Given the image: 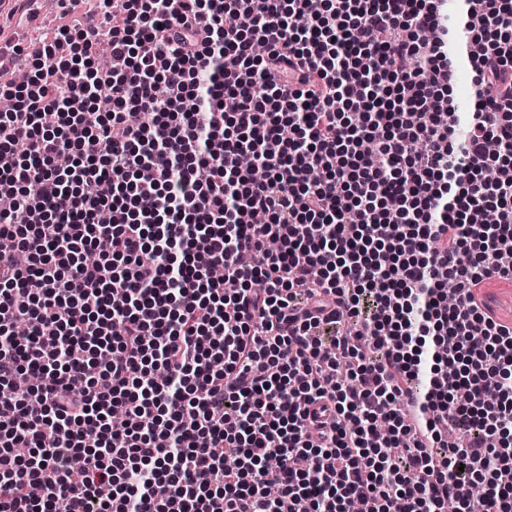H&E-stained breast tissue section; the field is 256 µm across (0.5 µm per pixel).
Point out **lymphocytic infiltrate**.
<instances>
[{
    "label": "lymphocytic infiltrate",
    "instance_id": "obj_1",
    "mask_svg": "<svg viewBox=\"0 0 512 512\" xmlns=\"http://www.w3.org/2000/svg\"><path fill=\"white\" fill-rule=\"evenodd\" d=\"M99 12L0 85V512H512V0Z\"/></svg>",
    "mask_w": 512,
    "mask_h": 512
}]
</instances>
